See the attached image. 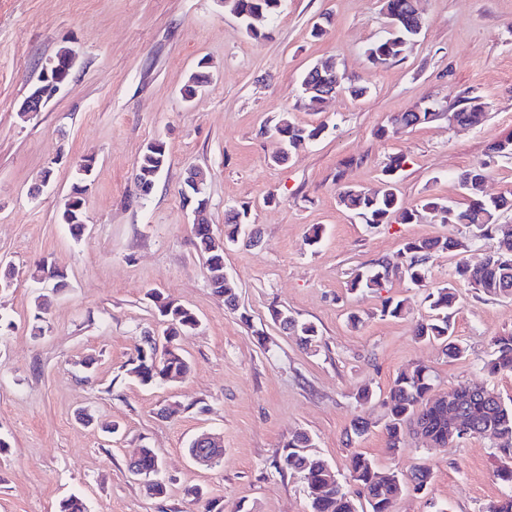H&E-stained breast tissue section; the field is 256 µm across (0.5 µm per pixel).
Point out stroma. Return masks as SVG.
<instances>
[{
  "label": "stroma",
  "mask_w": 512,
  "mask_h": 512,
  "mask_svg": "<svg viewBox=\"0 0 512 512\" xmlns=\"http://www.w3.org/2000/svg\"><path fill=\"white\" fill-rule=\"evenodd\" d=\"M418 9L416 40L399 61L375 67L364 50L388 30L379 0H286L263 40L246 33L224 0H0V261L15 270L13 286L0 291V316L13 323L0 332V512H57L72 495L89 512H204L187 494L192 487L216 512H308L300 478L274 467L296 431L312 437L345 483L356 451L386 472L429 467L428 490L405 489L390 512H485L512 493L497 476L505 454L479 437L435 448L408 434L403 451L390 454L382 406L396 375L418 364L439 389L485 382L512 400V375L491 379L481 369L493 337L512 332V298L459 287L451 322L466 353L451 359L411 333L429 316L422 291L400 277L379 290L348 286L352 269L448 227L364 224L339 206V184L375 188L401 154L407 203L432 195L465 206L470 194L458 176L483 162V195L512 194V158L492 151L512 136V0H419ZM323 19L324 36L312 38ZM62 47L77 56L73 81L43 112L20 118L42 63ZM327 59L368 92L358 100L336 93L313 112L301 79ZM202 61L210 81L184 101L180 90ZM474 96L488 105L478 127L438 118L395 137L375 134L413 106L457 107ZM285 112L326 130L276 165L280 143L262 128ZM155 138L165 141L169 164L138 204L127 197L130 180ZM87 154L96 163L86 228L75 238L58 215ZM47 167L53 176L43 188ZM191 167L207 174L216 235L226 209L241 205L261 232L259 246L224 250L234 310L210 288L194 245L180 198ZM314 224L324 235L312 246ZM42 259L66 273L65 288L29 279ZM152 289L192 309L200 326L179 341L190 373L144 387L123 366L144 332L158 328ZM39 296L51 300L41 322ZM388 298L404 301L407 317L381 316ZM276 309L314 323L317 347L283 332ZM351 313L358 325L348 323ZM364 386L367 401L357 397ZM173 402L177 412L159 416ZM357 417L370 428L348 438ZM110 424L120 440L106 433ZM207 430L224 436V456L210 469L187 452ZM145 446L163 463L164 497L146 495L128 471Z\"/></svg>",
  "instance_id": "stroma-1"
}]
</instances>
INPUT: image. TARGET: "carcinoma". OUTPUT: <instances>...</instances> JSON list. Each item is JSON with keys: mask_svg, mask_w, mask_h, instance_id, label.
Wrapping results in <instances>:
<instances>
[{"mask_svg": "<svg viewBox=\"0 0 512 512\" xmlns=\"http://www.w3.org/2000/svg\"><path fill=\"white\" fill-rule=\"evenodd\" d=\"M285 0H224V7L241 16L242 25L254 39L267 37L265 22L281 13ZM416 0H383L382 10L389 19L390 30L383 38L371 43L366 49L369 63L385 65L398 59L420 33L421 16L415 9ZM322 72L308 70L302 78L301 89L305 106L316 111L325 101L319 90L310 85L322 80H336V89L345 90L351 98L360 99L367 87L346 81L336 64L323 61ZM409 110L393 115L387 124L377 129L380 137H395L409 129ZM487 115L486 103H475L448 113V121L464 127H477ZM324 126H303L293 122L288 114L281 115L273 128L286 151H278L272 160L278 165L288 162L289 152L317 139ZM166 144L158 150L144 149L139 154L136 167L142 180L143 196H148L156 182L155 172L168 164ZM405 164L402 156L394 158L384 169L377 189L364 190L352 186L339 188L338 204L369 225L412 224L430 219L437 224H454L469 228L476 238H498L496 249L478 264L458 261L451 273L448 285L428 287L430 261L440 251L465 253L471 245L466 237H435L409 239L402 243L395 262L379 258L368 266H361L350 274L349 288H382L389 276V266L403 268L404 277L417 288L426 289L424 300L428 302L432 315L414 325L413 336L417 340L440 341L445 354L451 359L464 356L465 348L450 340V315L456 308V284H464L487 297H512V263L505 264L503 258H512V235L497 237L502 225L499 218L503 210L511 207L505 196L473 198L467 207L459 209L437 197H427L416 205H408L399 195L398 174ZM486 165L481 164L462 173L459 183L467 190H476L485 180ZM248 208H231L224 215V244L245 242L240 228L248 225ZM151 297L163 321L167 322L162 335L146 349H137L136 355L127 361L126 373L143 386L165 383L172 374L184 377L190 372V363L181 353L178 340L196 329L197 316L189 308L173 303L153 291ZM282 311H273L274 320L288 322L298 336L300 344L311 349L317 346L319 332L312 323H300L294 318H281ZM483 368L490 375L512 374V333L492 339V354ZM435 383L430 369L422 364L410 371L401 372L391 384L383 400L385 407L384 428L387 449L392 454L402 450L404 428L420 418L427 425V442L446 443L460 438L451 434L445 410L430 404L429 395ZM463 407L461 425L467 429L466 436H478L498 446L502 451L512 450V402H505L493 389L479 384L464 383L452 389ZM160 464L158 453L144 447L140 449L137 467L146 478H151ZM274 466L282 475H298L306 491L309 512H389L390 500L403 489L412 487L417 493L427 490L432 472L418 466L408 474L379 472L375 463L361 453L350 458V476L357 485L356 494L347 491L337 477L336 471L316 451L312 438L306 432L292 434L283 445L281 455Z\"/></svg>", "mask_w": 512, "mask_h": 512, "instance_id": "carcinoma-1", "label": "carcinoma"}]
</instances>
